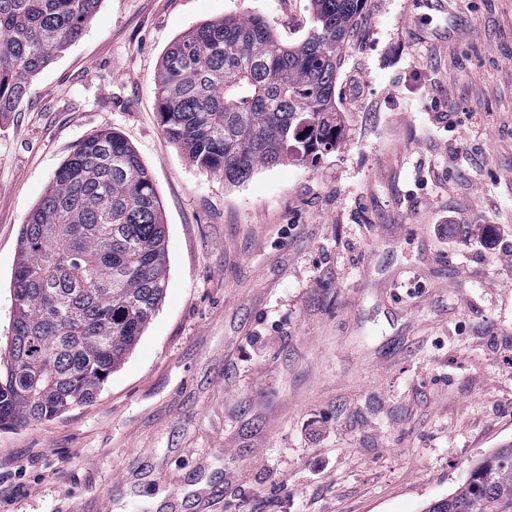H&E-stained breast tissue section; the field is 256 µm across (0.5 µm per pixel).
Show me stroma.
Returning a JSON list of instances; mask_svg holds the SVG:
<instances>
[{
  "label": "stroma",
  "instance_id": "stroma-1",
  "mask_svg": "<svg viewBox=\"0 0 512 512\" xmlns=\"http://www.w3.org/2000/svg\"><path fill=\"white\" fill-rule=\"evenodd\" d=\"M286 45L310 0H100L0 115V345L29 212L75 145L148 169L168 288L98 398L0 431V512H422L512 441V0H367L339 148L232 185L166 136L154 75L199 24Z\"/></svg>",
  "mask_w": 512,
  "mask_h": 512
}]
</instances>
